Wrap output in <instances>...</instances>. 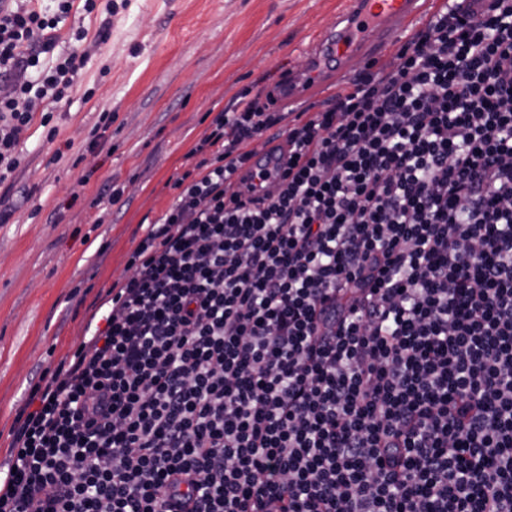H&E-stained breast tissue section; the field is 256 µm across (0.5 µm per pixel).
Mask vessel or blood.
I'll return each mask as SVG.
<instances>
[{"label":"vessel or blood","instance_id":"vessel-or-blood-1","mask_svg":"<svg viewBox=\"0 0 512 512\" xmlns=\"http://www.w3.org/2000/svg\"><path fill=\"white\" fill-rule=\"evenodd\" d=\"M428 0H354L351 10L341 13L331 28L317 40L307 56L305 68L289 70L273 89L275 102L299 99L312 78L339 70H348L354 60L365 58L371 49H385L391 34L410 38L411 23L424 10ZM288 151L280 149L249 160L251 173L246 197L272 193L287 167Z\"/></svg>","mask_w":512,"mask_h":512}]
</instances>
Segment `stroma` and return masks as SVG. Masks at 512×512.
<instances>
[{"label":"stroma","instance_id":"obj_1","mask_svg":"<svg viewBox=\"0 0 512 512\" xmlns=\"http://www.w3.org/2000/svg\"><path fill=\"white\" fill-rule=\"evenodd\" d=\"M347 0H112L74 7L88 55L50 127L34 116L0 185V464L32 384L69 361L129 254L173 203L218 112L266 96ZM54 140H47L48 128ZM120 189L116 204L104 185Z\"/></svg>","mask_w":512,"mask_h":512}]
</instances>
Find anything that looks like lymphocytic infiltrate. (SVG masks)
I'll return each mask as SVG.
<instances>
[{
  "mask_svg": "<svg viewBox=\"0 0 512 512\" xmlns=\"http://www.w3.org/2000/svg\"><path fill=\"white\" fill-rule=\"evenodd\" d=\"M28 2L0 0V183L86 60L54 54L73 0ZM196 150L31 386L0 512H512V0H441L305 118L242 96ZM279 145L282 146L280 150H275L267 155H264L265 151H263L247 163L246 168L251 174L247 186H250L253 190L243 187L246 199L257 195L270 194L274 191L282 171L287 169L288 162L286 138L283 137ZM258 173L259 176H257Z\"/></svg>",
  "mask_w": 512,
  "mask_h": 512,
  "instance_id": "f902f5d3",
  "label": "lymphocytic infiltrate"
}]
</instances>
